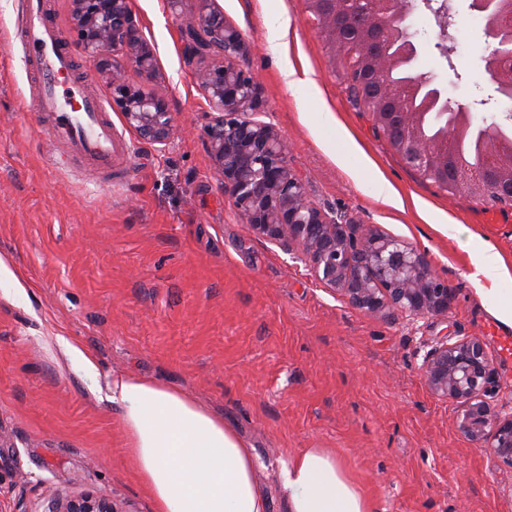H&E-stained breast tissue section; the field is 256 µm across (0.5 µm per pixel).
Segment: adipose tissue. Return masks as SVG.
Wrapping results in <instances>:
<instances>
[{
	"label": "adipose tissue",
	"instance_id": "1",
	"mask_svg": "<svg viewBox=\"0 0 512 512\" xmlns=\"http://www.w3.org/2000/svg\"><path fill=\"white\" fill-rule=\"evenodd\" d=\"M128 455L155 512H269L254 476V450L223 418L181 391L112 378ZM284 512H372L335 452L307 448L278 474Z\"/></svg>",
	"mask_w": 512,
	"mask_h": 512
}]
</instances>
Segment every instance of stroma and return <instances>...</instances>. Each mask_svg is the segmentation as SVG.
Wrapping results in <instances>:
<instances>
[{
	"label": "stroma",
	"mask_w": 512,
	"mask_h": 512,
	"mask_svg": "<svg viewBox=\"0 0 512 512\" xmlns=\"http://www.w3.org/2000/svg\"><path fill=\"white\" fill-rule=\"evenodd\" d=\"M156 47L176 130L141 140L93 74L106 110L131 147L109 182L52 161L42 118L22 100L27 79L11 39L20 0H0V512H48L53 496L111 497L120 512H154L128 457L112 376L124 372L185 392L224 418L254 449L255 477L283 512L277 474L307 448H329L374 512H512V466L456 427L457 408L428 390L427 352L476 337L496 370L486 401L512 415V360L490 336L512 309V206H491L423 179L356 107L331 64L306 0H215L242 33L241 68L258 77V121L290 143L288 162L309 202L340 224L400 239L425 253L454 300L444 316L368 315L314 276L301 247L244 224L207 144L209 104L183 61L182 13L167 0H131ZM449 57L427 10L410 17L420 72L450 99L486 96L483 21L454 0ZM290 19L281 54L266 20ZM306 73L288 91L284 64ZM332 113V124L320 122ZM386 180L399 203L378 198ZM506 275L476 280L483 244ZM80 345L94 372L66 355Z\"/></svg>",
	"instance_id": "35a3bbf8"
}]
</instances>
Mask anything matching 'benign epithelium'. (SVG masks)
Segmentation results:
<instances>
[{
	"mask_svg": "<svg viewBox=\"0 0 512 512\" xmlns=\"http://www.w3.org/2000/svg\"><path fill=\"white\" fill-rule=\"evenodd\" d=\"M77 32L76 44L95 69L108 76L113 104L126 125L152 144H165L174 133L167 93L156 83V59L142 34L130 0H69ZM196 13L182 26L183 59L193 70L215 117L207 128L211 155L224 191L256 235L270 241L303 246L315 277L339 292L349 304L367 314L393 308L411 320L443 315L453 302L448 285L435 276L424 253L416 247L369 230L356 237L349 224H335L306 200L299 175L288 166V139L268 124L243 115L263 105L258 80L236 63L245 52L242 33L224 21L212 0H198ZM447 37L454 10L446 0H422ZM331 9L366 8L373 14L397 12L404 24V51L418 54L407 24L409 0H310ZM473 10L486 15L489 52L485 71L493 76V93L512 102V0H472ZM361 75L376 81L374 121L380 125L405 122L414 112L395 94L389 74L396 60L379 48V34H364L358 47ZM134 60L146 86H131L118 56ZM395 148L407 162L431 178L448 180V171L431 162V141L418 136L398 141ZM480 170L457 169L453 182L478 200L512 203V168L505 170L498 146L486 147ZM426 384L433 395L459 405L457 426L470 441L487 448L512 466V416L489 413L484 400L494 380V367L477 338L446 340L434 346L423 362ZM50 512H118L112 500L84 492L55 503Z\"/></svg>",
	"mask_w": 512,
	"mask_h": 512,
	"instance_id": "obj_1",
	"label": "benign epithelium"
}]
</instances>
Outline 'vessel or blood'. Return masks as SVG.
Returning <instances> with one entry per match:
<instances>
[{
  "label": "vessel or blood",
  "instance_id": "obj_1",
  "mask_svg": "<svg viewBox=\"0 0 512 512\" xmlns=\"http://www.w3.org/2000/svg\"><path fill=\"white\" fill-rule=\"evenodd\" d=\"M13 38L23 48L25 103L47 119L55 163L75 160L108 177L121 170L126 141L92 90L89 73L77 72L74 56L46 16L45 0H22Z\"/></svg>",
  "mask_w": 512,
  "mask_h": 512
}]
</instances>
